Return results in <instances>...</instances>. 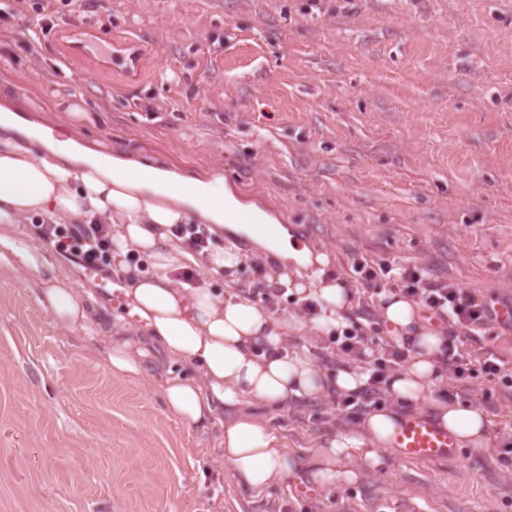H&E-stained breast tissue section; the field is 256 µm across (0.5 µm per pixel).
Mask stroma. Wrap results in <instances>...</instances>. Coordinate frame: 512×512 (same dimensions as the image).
Segmentation results:
<instances>
[{
  "mask_svg": "<svg viewBox=\"0 0 512 512\" xmlns=\"http://www.w3.org/2000/svg\"><path fill=\"white\" fill-rule=\"evenodd\" d=\"M0 19V102L42 105L60 128L68 102L88 113L82 140L127 159L223 175L279 214L367 305L358 324L389 334L378 311L392 280L364 293L354 255L415 265L512 304V0H18ZM48 24L39 40L26 25ZM119 56L111 70L78 50V31ZM44 249L56 273L96 293L112 284ZM37 274L0 272V512H512V389L474 373L449 381L489 417L493 446L416 463L333 491L309 451L355 427L335 402L261 411L303 466L261 493L218 456L219 426L169 414L147 382L108 375L104 338L57 326L34 302ZM512 375V325L490 318L469 345Z\"/></svg>",
  "mask_w": 512,
  "mask_h": 512,
  "instance_id": "obj_1",
  "label": "stroma"
}]
</instances>
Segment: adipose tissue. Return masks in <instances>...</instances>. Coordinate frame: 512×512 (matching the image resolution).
<instances>
[{
    "label": "adipose tissue",
    "mask_w": 512,
    "mask_h": 512,
    "mask_svg": "<svg viewBox=\"0 0 512 512\" xmlns=\"http://www.w3.org/2000/svg\"><path fill=\"white\" fill-rule=\"evenodd\" d=\"M68 112L69 124L57 132L21 118L10 103L0 104V271L39 273L52 265L40 246L21 245L27 216L107 219L113 264L124 267L127 253L136 251L152 266L120 291L122 311L108 328L111 345L101 358L103 368L138 381L151 352L189 365V372L168 374L159 386L167 411L189 425L222 417L224 463L242 488L262 491L283 482L300 463L254 408L274 411L334 392L354 394L365 382L357 367L344 364L329 374L310 348L287 345L291 333L306 329L328 336L347 324L356 298L332 274L331 252L298 241L282 226L271 238L258 233V225L273 223V216L242 202L223 176H189L75 142L72 134L86 113L76 100ZM195 220L253 236L261 250L281 257L284 265L272 270V278L285 282L297 299L314 301L316 312L278 320L240 293L218 296L204 282L177 283L171 274L189 256L171 245L169 230ZM35 302L60 327L89 336L100 330L93 291L75 288L66 276L42 277ZM379 313L411 352L387 382L391 406L369 410L358 427L330 435L316 448L313 476L328 490L384 466L408 407L426 405L433 422L460 447L484 453L491 444L485 412L441 395L447 379L436 359L442 337L423 326L415 302L389 290L380 296Z\"/></svg>",
    "instance_id": "ef3b65f1"
}]
</instances>
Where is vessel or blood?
I'll return each instance as SVG.
<instances>
[{
    "label": "vessel or blood",
    "instance_id": "1",
    "mask_svg": "<svg viewBox=\"0 0 512 512\" xmlns=\"http://www.w3.org/2000/svg\"><path fill=\"white\" fill-rule=\"evenodd\" d=\"M394 446L403 458L412 462L452 460L458 454L455 437L421 416L412 417L400 425L394 436Z\"/></svg>",
    "mask_w": 512,
    "mask_h": 512
}]
</instances>
